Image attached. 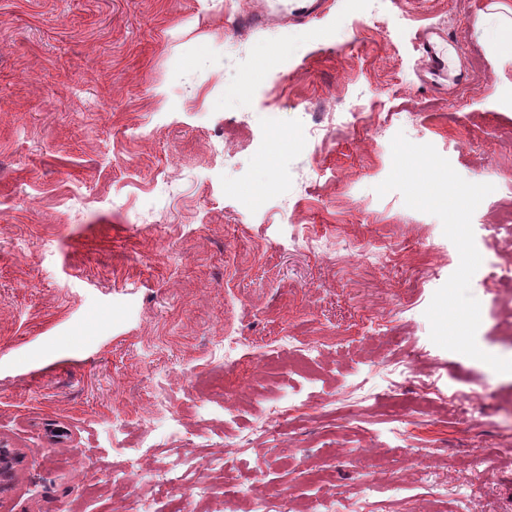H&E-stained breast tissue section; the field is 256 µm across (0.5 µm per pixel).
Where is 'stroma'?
<instances>
[{"instance_id":"1","label":"stroma","mask_w":512,"mask_h":512,"mask_svg":"<svg viewBox=\"0 0 512 512\" xmlns=\"http://www.w3.org/2000/svg\"><path fill=\"white\" fill-rule=\"evenodd\" d=\"M502 3L323 0L301 22L272 0H0V443L22 456L0 512L283 492L286 512H512V374L431 341L458 251L375 191L399 132L493 184L470 290L479 347L512 359V236L492 234L512 222V58L484 35ZM244 11L265 20L243 35ZM426 26L462 49L444 89L421 81ZM359 92L383 114L293 143L314 103ZM423 381L464 411L424 408ZM276 409L292 420L264 437ZM124 446L139 464L116 485ZM227 454L249 495L214 468Z\"/></svg>"}]
</instances>
